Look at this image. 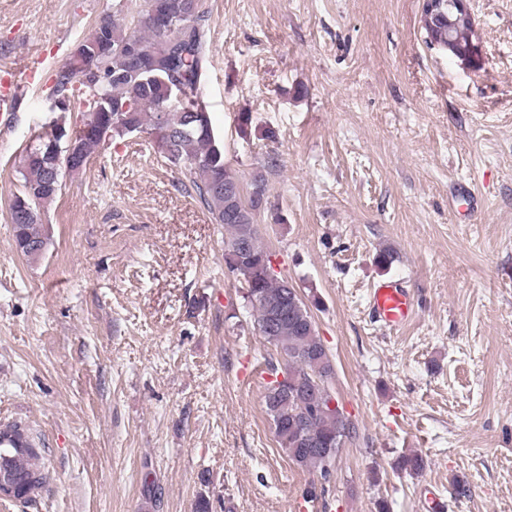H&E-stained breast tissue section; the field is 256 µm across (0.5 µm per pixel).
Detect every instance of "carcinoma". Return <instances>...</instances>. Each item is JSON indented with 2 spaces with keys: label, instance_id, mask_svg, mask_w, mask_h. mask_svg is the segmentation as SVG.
<instances>
[{
  "label": "carcinoma",
  "instance_id": "1",
  "mask_svg": "<svg viewBox=\"0 0 512 512\" xmlns=\"http://www.w3.org/2000/svg\"><path fill=\"white\" fill-rule=\"evenodd\" d=\"M113 8L115 18L100 25V38L79 41L50 88L49 101H66L55 111H70L76 96L86 112L73 129L57 120L42 127L26 149L21 188L10 206L16 244L30 260L46 251L42 213L62 189V170L83 169L107 139L132 128L156 136L158 151L186 171L214 223L227 229L225 266L244 289L259 335L285 359L282 367L270 366L264 395L276 441L295 465L326 477L350 436L342 409L329 406L334 366L309 306L288 278L275 274L272 254L260 241L266 179L256 175L246 186L225 163L224 140L215 134L201 92L209 48L205 0H142L134 11L126 0H114ZM424 31L461 54L474 38L470 17L448 0H440ZM38 457L30 438L21 448L0 447V473L28 489V498L48 481Z\"/></svg>",
  "mask_w": 512,
  "mask_h": 512
}]
</instances>
